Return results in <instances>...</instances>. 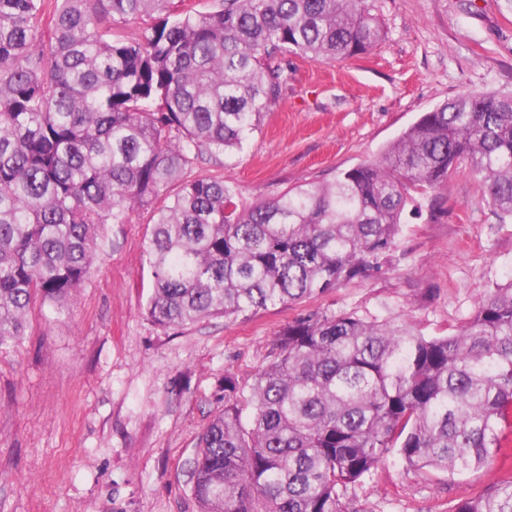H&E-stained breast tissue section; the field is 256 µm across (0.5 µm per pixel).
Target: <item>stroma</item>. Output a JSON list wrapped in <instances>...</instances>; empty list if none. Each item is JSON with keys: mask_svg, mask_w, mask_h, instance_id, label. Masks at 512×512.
I'll return each mask as SVG.
<instances>
[{"mask_svg": "<svg viewBox=\"0 0 512 512\" xmlns=\"http://www.w3.org/2000/svg\"><path fill=\"white\" fill-rule=\"evenodd\" d=\"M386 36L344 63L288 59V83L232 160L203 154L189 177L224 175L244 200L327 184L376 160L418 117L464 90L512 91V0H375ZM406 220L381 272L248 319L164 328L144 313L150 215L110 224L97 268L56 313L34 304L0 347V512H199L191 465L223 407L225 376L250 385L275 333L313 309L405 318L427 336L468 320L512 274L500 222L467 170ZM512 482V458L462 476L390 455L346 497L359 512H449Z\"/></svg>", "mask_w": 512, "mask_h": 512, "instance_id": "1", "label": "stroma"}]
</instances>
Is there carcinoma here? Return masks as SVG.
Returning <instances> with one entry per match:
<instances>
[{
  "instance_id": "1",
  "label": "carcinoma",
  "mask_w": 512,
  "mask_h": 512,
  "mask_svg": "<svg viewBox=\"0 0 512 512\" xmlns=\"http://www.w3.org/2000/svg\"><path fill=\"white\" fill-rule=\"evenodd\" d=\"M385 37L373 0H0V346L35 301L57 310L94 272L108 224L150 213L146 314L246 319L382 270L415 195L460 168L512 221V94L463 91L379 159L328 184L241 201L222 176L288 83V57L345 62ZM512 406V278L454 333L316 309L277 331L249 388L193 460L200 512H359L344 501L392 450L450 476L501 449ZM450 512H512V483Z\"/></svg>"
}]
</instances>
